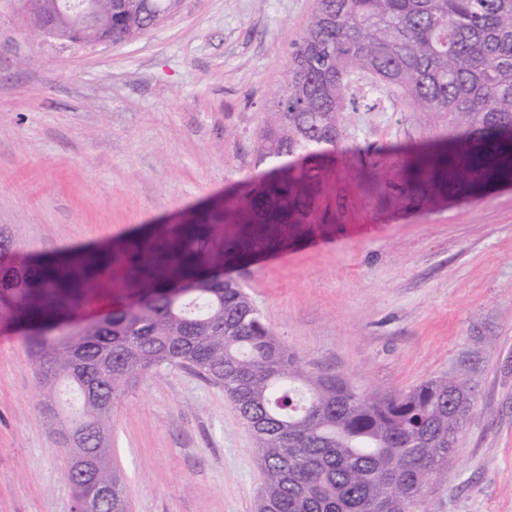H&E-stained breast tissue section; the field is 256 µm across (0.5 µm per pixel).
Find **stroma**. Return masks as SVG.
<instances>
[{
  "mask_svg": "<svg viewBox=\"0 0 512 512\" xmlns=\"http://www.w3.org/2000/svg\"><path fill=\"white\" fill-rule=\"evenodd\" d=\"M316 0H181L118 44L33 31L0 0V235L60 257L160 233L265 171L254 151ZM337 223L225 265L303 363L358 391L467 367L477 401L437 512H512V182L408 209L385 203L402 152L441 134L381 98L340 115ZM381 162L361 176L366 149ZM23 326L0 321V512H70L67 459L41 422ZM112 460L129 512H255L263 474L223 388L161 367L121 397Z\"/></svg>",
  "mask_w": 512,
  "mask_h": 512,
  "instance_id": "35a3bbf8",
  "label": "stroma"
}]
</instances>
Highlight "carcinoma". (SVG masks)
Listing matches in <instances>:
<instances>
[{"label": "carcinoma", "instance_id": "cac0c4a2", "mask_svg": "<svg viewBox=\"0 0 512 512\" xmlns=\"http://www.w3.org/2000/svg\"><path fill=\"white\" fill-rule=\"evenodd\" d=\"M117 43L164 20L170 0H100ZM366 81L401 95L410 112L445 118L466 138L403 160L391 199L401 206L482 189L512 174V0H317L293 43L287 78L259 132L260 162L208 224H169L146 249L63 259L17 255L0 238V315L21 322L39 384L69 391L79 412L49 399L42 414L65 452L68 436L101 462L89 481L112 488L128 512L110 435L116 402L149 371L194 370L224 393L252 435L266 512H432L428 489L456 460L475 386L461 371L408 392L370 395L311 370L288 351L224 264L284 246L314 224L326 197L324 171L342 134L339 113L357 109ZM237 226L231 237L224 226ZM123 296L105 317L79 312L103 300L100 275ZM76 325L88 337L74 349Z\"/></svg>", "mask_w": 512, "mask_h": 512}]
</instances>
